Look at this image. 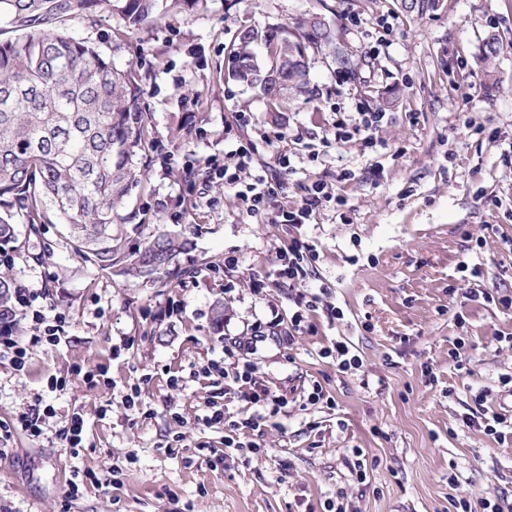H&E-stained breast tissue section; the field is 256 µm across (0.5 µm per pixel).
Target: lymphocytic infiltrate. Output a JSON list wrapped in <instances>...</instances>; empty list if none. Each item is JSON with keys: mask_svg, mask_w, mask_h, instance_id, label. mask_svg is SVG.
I'll list each match as a JSON object with an SVG mask.
<instances>
[{"mask_svg": "<svg viewBox=\"0 0 512 512\" xmlns=\"http://www.w3.org/2000/svg\"><path fill=\"white\" fill-rule=\"evenodd\" d=\"M225 140L234 144L233 149L225 152L223 157L210 156L205 165L213 173L219 175L228 185H240L239 196L244 209L249 215H258L266 211L270 203L278 196L282 185L268 175L253 172L252 166L256 146L254 143L239 140L232 127H225ZM330 195L324 182L316 181L307 189V193L297 206L281 208L276 216L277 223L298 228L310 223L324 203L329 202ZM317 249L314 244L301 237H291L278 255V264L273 273L255 276L250 286L255 294H264L270 284L288 285L293 292V309L287 318L273 317L271 329L277 330L279 336L286 341H294L295 337L314 332L316 317L322 316L328 322L342 319L343 311L326 300L327 288L311 291L306 281L308 270L315 262ZM15 311L21 312L31 320V334L28 342L15 340L10 330L0 329V358H8L16 370H23L26 360L33 347L41 344L59 345L66 339V321L60 316L50 314L47 309H37L33 300L25 292L15 295ZM244 342L233 341L224 346V358L209 362L203 367L205 375H218L229 379L237 387L245 400L254 405L255 410L248 417L240 420L227 419L224 406L217 400H210V416L208 426L220 425L224 428V445L228 448H246L253 454H260L259 444L252 441L251 436L261 431L266 417L279 414L287 408L289 401L286 395L272 391L261 384L255 377L254 366L245 358ZM486 395L477 392L474 396L475 407L463 416L466 426L483 429L493 435L497 442H505L507 435H512V416L502 413H488Z\"/></svg>", "mask_w": 512, "mask_h": 512, "instance_id": "obj_1", "label": "lymphocytic infiltrate"}]
</instances>
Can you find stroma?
<instances>
[{
  "mask_svg": "<svg viewBox=\"0 0 512 512\" xmlns=\"http://www.w3.org/2000/svg\"><path fill=\"white\" fill-rule=\"evenodd\" d=\"M312 13L336 22L365 58L360 80L312 55V94L283 97L269 112L257 91L225 79L243 30L292 27ZM67 29L141 79L151 163L120 210L125 250L164 231L184 232L193 245L178 279L146 285L80 262L61 225H19L15 286L63 314L68 328L66 342L35 347L23 371L0 359V425L13 428L0 439V512H326L339 494L351 512L512 501V439L497 442L461 421L482 389L488 409L512 411V390L499 381L512 375L504 340L512 309L461 296L466 288L512 295V0H441L419 18L395 0H204L136 29L104 7ZM491 31L503 40L492 84L480 51ZM372 85L401 91L375 146L358 135L335 140L337 115L375 110ZM242 114L255 169L283 185L279 205H297L317 180L341 198L300 233L318 252L308 285L328 288L343 319L318 320L294 345L269 336L250 350L258 378L290 399L287 414L265 427L259 460L225 447L223 430L205 424V403L224 380L200 372L223 359L225 342L248 340L272 311L293 307L288 286L264 297L249 286L273 269L291 230L248 216L235 189L203 164L231 150L224 127ZM228 252L241 260L229 279ZM339 338L359 371L322 357ZM457 347L469 358L462 369L449 356ZM76 366L103 368L108 384H89ZM55 377L66 378L63 389H49ZM316 381L335 407L306 406ZM136 384L141 405L131 410ZM42 404L54 412L40 437L15 429ZM76 413L87 440L75 455L60 430ZM87 470L97 483L69 499L70 481Z\"/></svg>",
  "mask_w": 512,
  "mask_h": 512,
  "instance_id": "1",
  "label": "stroma"
}]
</instances>
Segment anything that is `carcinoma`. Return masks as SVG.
Returning a JSON list of instances; mask_svg holds the SVG:
<instances>
[{
  "label": "carcinoma",
  "mask_w": 512,
  "mask_h": 512,
  "mask_svg": "<svg viewBox=\"0 0 512 512\" xmlns=\"http://www.w3.org/2000/svg\"><path fill=\"white\" fill-rule=\"evenodd\" d=\"M107 6L129 28L150 22L162 0H0V22L17 35L0 39V247L17 238L19 224H60L74 254L101 271L154 284L177 278L180 254L191 248L182 234L162 233L143 250L121 253L117 210L147 163L148 116L141 107L140 78L66 32L76 15ZM336 26L307 16L295 27L242 31L230 51L225 76L277 100L308 92L310 73L273 51L261 64L258 44L294 45L307 53L336 56ZM501 50L497 34L482 43L488 62ZM363 60L346 55L340 73L356 79ZM15 285L10 263L0 271V321L14 319Z\"/></svg>",
  "instance_id": "carcinoma-1"
}]
</instances>
